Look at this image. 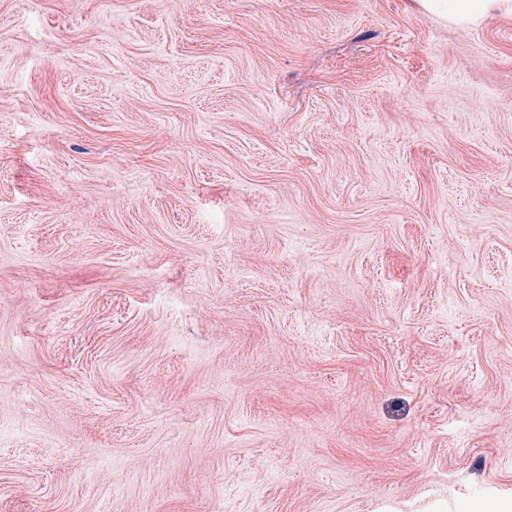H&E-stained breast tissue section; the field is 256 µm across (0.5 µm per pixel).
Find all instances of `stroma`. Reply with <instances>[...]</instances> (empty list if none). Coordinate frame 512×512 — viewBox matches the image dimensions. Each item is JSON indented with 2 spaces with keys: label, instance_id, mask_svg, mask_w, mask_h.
<instances>
[{
  "label": "stroma",
  "instance_id": "35a3bbf8",
  "mask_svg": "<svg viewBox=\"0 0 512 512\" xmlns=\"http://www.w3.org/2000/svg\"><path fill=\"white\" fill-rule=\"evenodd\" d=\"M512 500V8L0 0V512ZM494 0H419L427 11L455 22L468 23L484 17Z\"/></svg>",
  "mask_w": 512,
  "mask_h": 512
}]
</instances>
